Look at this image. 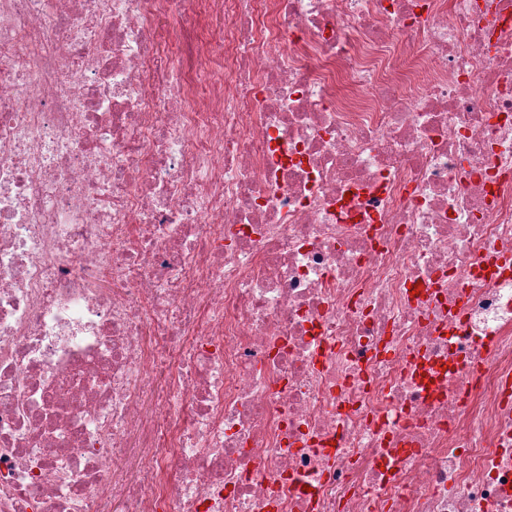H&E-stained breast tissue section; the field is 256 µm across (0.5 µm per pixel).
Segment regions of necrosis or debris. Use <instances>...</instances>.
I'll return each instance as SVG.
<instances>
[{
  "mask_svg": "<svg viewBox=\"0 0 512 512\" xmlns=\"http://www.w3.org/2000/svg\"><path fill=\"white\" fill-rule=\"evenodd\" d=\"M0 512H512V0H0Z\"/></svg>",
  "mask_w": 512,
  "mask_h": 512,
  "instance_id": "necrosis-or-debris-1",
  "label": "necrosis or debris"
}]
</instances>
